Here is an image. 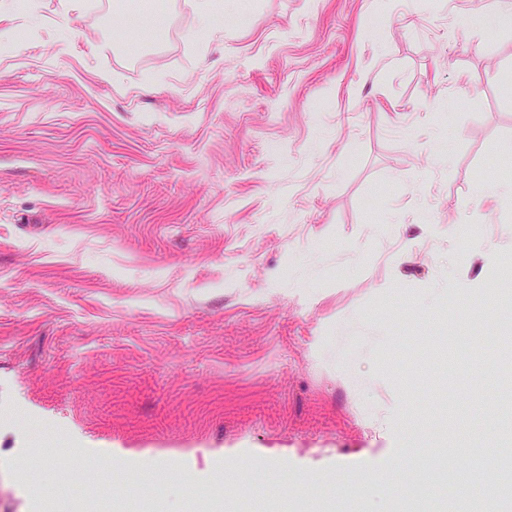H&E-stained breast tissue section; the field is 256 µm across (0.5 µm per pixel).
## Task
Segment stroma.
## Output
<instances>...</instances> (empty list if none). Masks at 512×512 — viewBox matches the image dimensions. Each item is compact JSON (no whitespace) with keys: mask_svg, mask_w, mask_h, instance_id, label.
Segmentation results:
<instances>
[{"mask_svg":"<svg viewBox=\"0 0 512 512\" xmlns=\"http://www.w3.org/2000/svg\"><path fill=\"white\" fill-rule=\"evenodd\" d=\"M31 2L0 16V512L498 485L467 417L512 398L472 364L512 325V0H222L205 38L195 0L163 38Z\"/></svg>","mask_w":512,"mask_h":512,"instance_id":"1","label":"stroma"}]
</instances>
